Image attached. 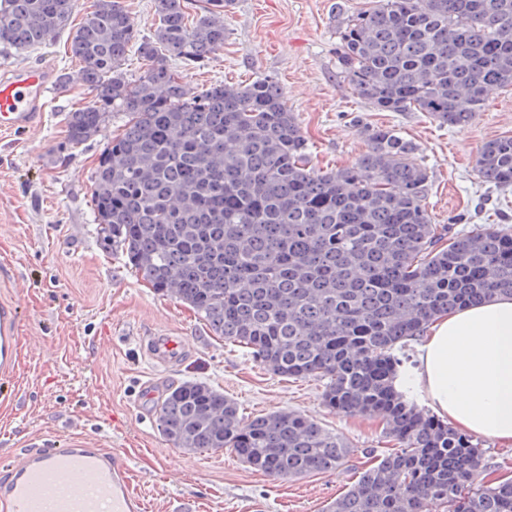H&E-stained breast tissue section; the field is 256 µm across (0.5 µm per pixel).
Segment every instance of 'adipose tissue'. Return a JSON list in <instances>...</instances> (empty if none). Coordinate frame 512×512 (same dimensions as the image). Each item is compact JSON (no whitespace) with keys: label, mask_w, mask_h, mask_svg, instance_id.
Here are the masks:
<instances>
[{"label":"adipose tissue","mask_w":512,"mask_h":512,"mask_svg":"<svg viewBox=\"0 0 512 512\" xmlns=\"http://www.w3.org/2000/svg\"><path fill=\"white\" fill-rule=\"evenodd\" d=\"M395 387L417 390L436 416L471 436L512 445V296L437 319Z\"/></svg>","instance_id":"ef3b65f1"}]
</instances>
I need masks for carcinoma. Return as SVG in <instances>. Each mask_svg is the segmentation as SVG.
<instances>
[{"mask_svg": "<svg viewBox=\"0 0 512 512\" xmlns=\"http://www.w3.org/2000/svg\"><path fill=\"white\" fill-rule=\"evenodd\" d=\"M232 0H155L138 35L124 0H95L70 33L91 100L67 116V143L127 120L91 175L96 233L155 291L188 305L274 375L324 381L332 411L373 416L397 448L365 469L326 512H512V480L474 490L482 452L467 434L396 392L397 344L438 317L512 295V227L463 234L431 223L416 144L365 127L369 150L346 168L309 164L307 141L272 77L198 90L171 61L224 48ZM75 0H0V46L25 52L66 27ZM345 14L339 73L383 112H426L463 130L494 85H512V0H376ZM147 68L123 72L132 47ZM477 176L512 187V136L486 142ZM158 427L178 448L223 450L271 477L335 470L348 445L291 411L244 420L224 392L168 389Z\"/></svg>", "mask_w": 512, "mask_h": 512, "instance_id": "1", "label": "carcinoma"}]
</instances>
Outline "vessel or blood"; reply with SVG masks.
<instances>
[{
  "mask_svg": "<svg viewBox=\"0 0 512 512\" xmlns=\"http://www.w3.org/2000/svg\"><path fill=\"white\" fill-rule=\"evenodd\" d=\"M46 66H23L0 77V132H28L43 123L53 88ZM21 312L17 302L0 301V379L15 376L20 361ZM145 351L158 364L183 361L190 343L182 336L156 334ZM19 463L0 469V512H145L131 485L124 455L103 448L93 433L27 440ZM76 473L80 483L67 475Z\"/></svg>",
  "mask_w": 512,
  "mask_h": 512,
  "instance_id": "1",
  "label": "vessel or blood"
}]
</instances>
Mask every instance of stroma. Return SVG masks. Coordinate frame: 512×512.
Wrapping results in <instances>:
<instances>
[{
	"mask_svg": "<svg viewBox=\"0 0 512 512\" xmlns=\"http://www.w3.org/2000/svg\"><path fill=\"white\" fill-rule=\"evenodd\" d=\"M335 2L235 0L224 16L223 49L200 65L175 68L197 88L273 77L308 139L311 164L324 170L350 166L368 151L363 125L396 129L418 146L429 173L433 223L461 233L486 222L512 225V189L492 190L473 171L485 142L512 135V87L490 88L463 130L424 112L375 111L338 74ZM93 3L77 0L68 31L50 45L0 48L1 73L41 63L68 78L66 88L54 89L40 130L0 133V264H9L15 277L0 293L25 311L21 362L8 385L12 398L0 407V465L17 459L31 437L93 431L104 447L128 458L146 512H324L354 484L367 458L392 452L379 420L326 408L322 380L267 372L99 243L91 174L106 136L126 118L113 113L103 136L76 148L65 144L68 112L90 97L68 32ZM159 332L187 337L192 354L175 366L152 362L140 339ZM185 380L220 389L247 419L288 410L314 418L349 445L347 463L274 479L227 450L175 447L160 432L156 411L168 388ZM146 385L153 396L136 402Z\"/></svg>",
	"mask_w": 512,
	"mask_h": 512,
	"instance_id": "obj_1",
	"label": "stroma"
}]
</instances>
